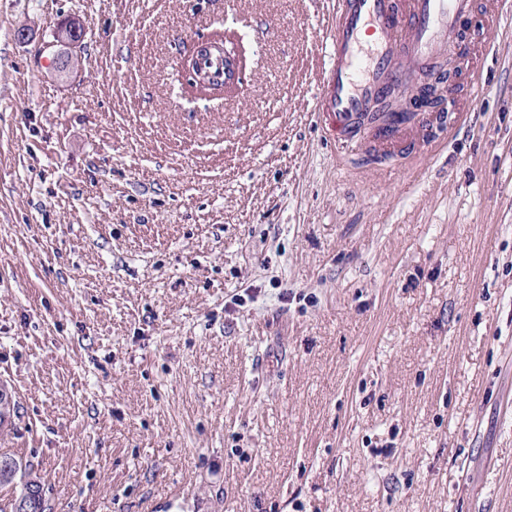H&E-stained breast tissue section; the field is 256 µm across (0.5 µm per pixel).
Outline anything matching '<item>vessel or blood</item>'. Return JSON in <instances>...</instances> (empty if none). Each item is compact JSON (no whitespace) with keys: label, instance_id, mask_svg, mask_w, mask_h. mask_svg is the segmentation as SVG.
I'll use <instances>...</instances> for the list:
<instances>
[{"label":"vessel or blood","instance_id":"1","mask_svg":"<svg viewBox=\"0 0 512 512\" xmlns=\"http://www.w3.org/2000/svg\"><path fill=\"white\" fill-rule=\"evenodd\" d=\"M474 0H336L323 76L332 89L336 133L352 138L369 105L414 82L417 67L468 49L461 30ZM15 392L0 381V436L14 421Z\"/></svg>","mask_w":512,"mask_h":512}]
</instances>
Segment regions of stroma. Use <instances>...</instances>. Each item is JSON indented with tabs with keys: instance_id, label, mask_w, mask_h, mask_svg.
Instances as JSON below:
<instances>
[{
	"instance_id": "obj_1",
	"label": "stroma",
	"mask_w": 512,
	"mask_h": 512,
	"mask_svg": "<svg viewBox=\"0 0 512 512\" xmlns=\"http://www.w3.org/2000/svg\"><path fill=\"white\" fill-rule=\"evenodd\" d=\"M333 2L0 0V451L46 512H512V0L463 127L344 147ZM216 39L217 37H211L197 41L193 45L189 54L181 58L178 64V68L191 78V86L200 93H207L209 91L214 93L217 91H229V89L236 87L239 80V75L240 73H242L243 70V61H241L239 55L236 54L240 53L241 51H239L238 48L234 45L232 46V48L228 49L227 46L225 45V41L224 45H221L220 43L217 44ZM217 45L220 46V48L224 51V77L221 78V81H223V85L219 87L210 85L206 78H204V74L198 71L195 68V66H193L190 62V58L193 55H196L200 52H212L216 50ZM232 60H236L238 62V65L233 67V75L231 76L230 79H228L229 76L228 68L226 67V62ZM225 81L227 82V84H225ZM0 436H7L12 430L14 421V405H17L15 392L8 382L0 381Z\"/></svg>"
}]
</instances>
